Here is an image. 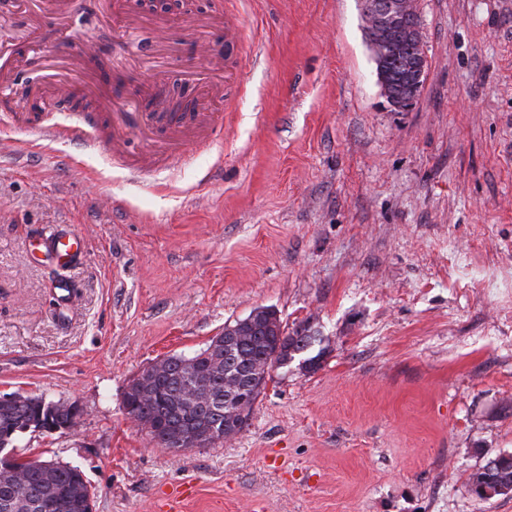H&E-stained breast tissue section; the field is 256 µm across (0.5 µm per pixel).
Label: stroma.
<instances>
[{"mask_svg": "<svg viewBox=\"0 0 512 512\" xmlns=\"http://www.w3.org/2000/svg\"><path fill=\"white\" fill-rule=\"evenodd\" d=\"M236 6L241 94L194 96L220 38L198 18ZM428 70L394 110L359 0H183L163 71L142 67L154 26L127 40L131 82L224 115V137L135 182L108 152L0 128V395L77 403L73 431H27L16 454L76 465L95 512H512L472 473L512 455V0H419ZM22 0H0V49L21 77L75 60L45 24L29 51ZM100 47L106 105L120 31L78 13ZM60 224L82 264L31 246ZM72 282L60 289L59 280ZM274 308L310 329L318 370L275 369L233 440L168 451L134 426L124 392L226 323Z\"/></svg>", "mask_w": 512, "mask_h": 512, "instance_id": "1", "label": "stroma"}]
</instances>
